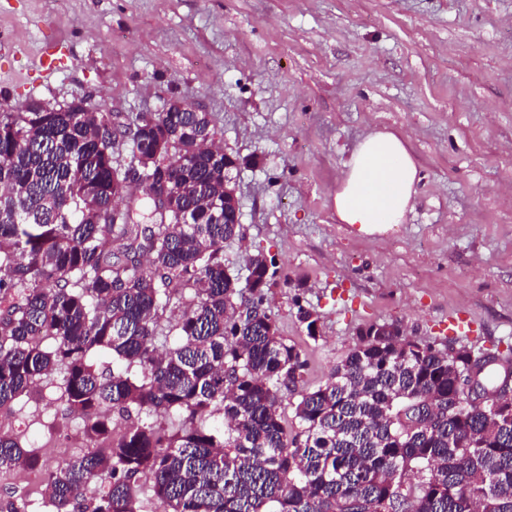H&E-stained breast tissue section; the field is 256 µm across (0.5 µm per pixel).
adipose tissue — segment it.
Wrapping results in <instances>:
<instances>
[{
	"instance_id": "adipose-tissue-1",
	"label": "adipose tissue",
	"mask_w": 512,
	"mask_h": 512,
	"mask_svg": "<svg viewBox=\"0 0 512 512\" xmlns=\"http://www.w3.org/2000/svg\"><path fill=\"white\" fill-rule=\"evenodd\" d=\"M419 182L403 136L368 134L355 148L333 198L337 219L369 235L402 223Z\"/></svg>"
}]
</instances>
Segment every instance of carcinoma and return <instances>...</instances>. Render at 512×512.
<instances>
[{
    "mask_svg": "<svg viewBox=\"0 0 512 512\" xmlns=\"http://www.w3.org/2000/svg\"><path fill=\"white\" fill-rule=\"evenodd\" d=\"M149 119L0 106V413L46 392L93 444L111 416L125 422L107 451L56 466L0 430V471L23 460L51 488L37 508L6 489L0 512H147L151 497L163 512H512V403L459 398L472 350L409 341L392 321L304 387L307 360L266 306L275 259L249 257L243 288L224 267L241 225L224 217L210 113ZM117 127L137 132L125 164ZM159 137L183 206L163 212L143 183L141 207L112 223V197L131 196L125 168ZM297 318L317 338L316 312L300 305Z\"/></svg>",
    "mask_w": 512,
    "mask_h": 512,
    "instance_id": "1",
    "label": "carcinoma"
}]
</instances>
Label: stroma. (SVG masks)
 <instances>
[{
  "mask_svg": "<svg viewBox=\"0 0 512 512\" xmlns=\"http://www.w3.org/2000/svg\"><path fill=\"white\" fill-rule=\"evenodd\" d=\"M0 99L80 97L129 123L172 99L210 112L237 173L240 239L224 266L274 257L279 333L324 381L370 323L512 367V0H0ZM57 41L42 75V47ZM408 139L421 180L403 224L363 238L333 196L356 144ZM319 315L312 339L298 307ZM472 321L452 336L448 320ZM80 422L46 398L0 416L26 450L79 453Z\"/></svg>",
  "mask_w": 512,
  "mask_h": 512,
  "instance_id": "obj_1",
  "label": "stroma"
}]
</instances>
